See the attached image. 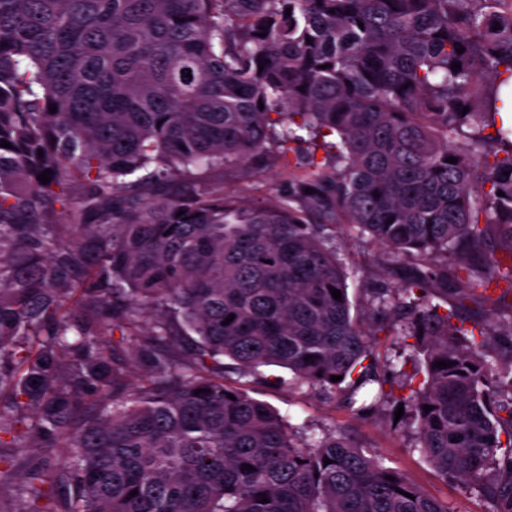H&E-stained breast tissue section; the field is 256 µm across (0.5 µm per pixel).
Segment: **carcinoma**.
Here are the masks:
<instances>
[{
	"instance_id": "cac0c4a2",
	"label": "carcinoma",
	"mask_w": 512,
	"mask_h": 512,
	"mask_svg": "<svg viewBox=\"0 0 512 512\" xmlns=\"http://www.w3.org/2000/svg\"><path fill=\"white\" fill-rule=\"evenodd\" d=\"M504 75L512 0H0V447L66 449L26 473V512H449L345 433L301 444L224 379L227 357L349 404L391 397L336 227L392 254L377 331L425 343L422 453L512 512V312H462L512 290V106L462 113ZM292 124L314 148L278 202L194 177L161 193L191 166L289 164ZM116 330L146 366L132 392Z\"/></svg>"
}]
</instances>
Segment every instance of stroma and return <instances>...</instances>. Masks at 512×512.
Returning a JSON list of instances; mask_svg holds the SVG:
<instances>
[{
    "mask_svg": "<svg viewBox=\"0 0 512 512\" xmlns=\"http://www.w3.org/2000/svg\"><path fill=\"white\" fill-rule=\"evenodd\" d=\"M289 177L288 169L281 166L252 176L239 172L229 176L221 169L201 175L202 180L223 184L227 191L241 198L265 202L276 200ZM330 241L348 273V295L353 311L368 310L370 292L387 284L388 251L369 238L346 230L331 233ZM376 354L380 364L394 367L396 380L408 376L413 383L421 382L424 356L404 345L401 339L381 337ZM291 377L287 369L266 366L260 377L242 378L241 386L252 397L268 403L302 437L319 438L334 432L350 435L357 446L407 477L424 493L447 503L450 512H494L493 503L467 485L443 477L429 465L409 427L411 409H400L398 401L390 399L373 416L366 418L342 401L328 400L316 390L292 385Z\"/></svg>",
    "mask_w": 512,
    "mask_h": 512,
    "instance_id": "35a3bbf8",
    "label": "stroma"
}]
</instances>
